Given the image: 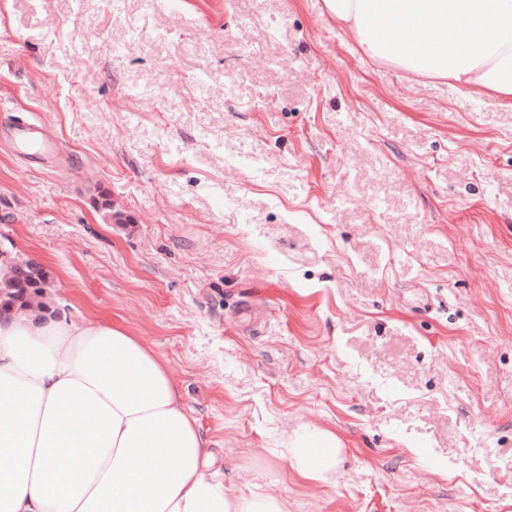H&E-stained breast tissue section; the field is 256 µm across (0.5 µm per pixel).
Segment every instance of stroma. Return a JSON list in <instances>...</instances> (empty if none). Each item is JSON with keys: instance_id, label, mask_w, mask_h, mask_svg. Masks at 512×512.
<instances>
[{"instance_id": "35a3bbf8", "label": "stroma", "mask_w": 512, "mask_h": 512, "mask_svg": "<svg viewBox=\"0 0 512 512\" xmlns=\"http://www.w3.org/2000/svg\"><path fill=\"white\" fill-rule=\"evenodd\" d=\"M0 252L160 354L225 482L512 512V99L376 64L319 0H0ZM305 429L335 486L273 456Z\"/></svg>"}]
</instances>
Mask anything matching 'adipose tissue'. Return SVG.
I'll return each mask as SVG.
<instances>
[{
    "instance_id": "ef3b65f1",
    "label": "adipose tissue",
    "mask_w": 512,
    "mask_h": 512,
    "mask_svg": "<svg viewBox=\"0 0 512 512\" xmlns=\"http://www.w3.org/2000/svg\"><path fill=\"white\" fill-rule=\"evenodd\" d=\"M379 64L512 97V0H322ZM275 454L335 483L341 451L306 432ZM214 453L162 358L116 320L0 311V512H288L209 480Z\"/></svg>"
}]
</instances>
